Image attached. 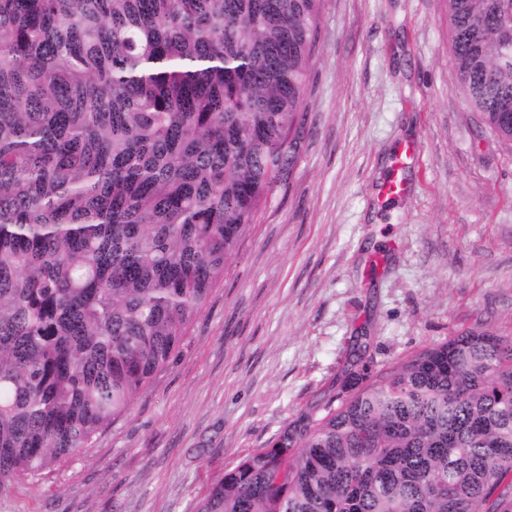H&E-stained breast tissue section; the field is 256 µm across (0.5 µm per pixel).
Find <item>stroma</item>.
Instances as JSON below:
<instances>
[{
  "label": "stroma",
  "mask_w": 512,
  "mask_h": 512,
  "mask_svg": "<svg viewBox=\"0 0 512 512\" xmlns=\"http://www.w3.org/2000/svg\"><path fill=\"white\" fill-rule=\"evenodd\" d=\"M305 100L289 178L169 368L0 512H196L337 396L358 337L375 372L467 329L512 334V140L466 102L447 0H321Z\"/></svg>",
  "instance_id": "stroma-1"
}]
</instances>
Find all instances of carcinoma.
Listing matches in <instances>:
<instances>
[{"mask_svg": "<svg viewBox=\"0 0 512 512\" xmlns=\"http://www.w3.org/2000/svg\"><path fill=\"white\" fill-rule=\"evenodd\" d=\"M321 0H0V489L123 419L289 176ZM512 139V0H448ZM243 456L196 512H512V336L468 329Z\"/></svg>", "mask_w": 512, "mask_h": 512, "instance_id": "1", "label": "carcinoma"}]
</instances>
